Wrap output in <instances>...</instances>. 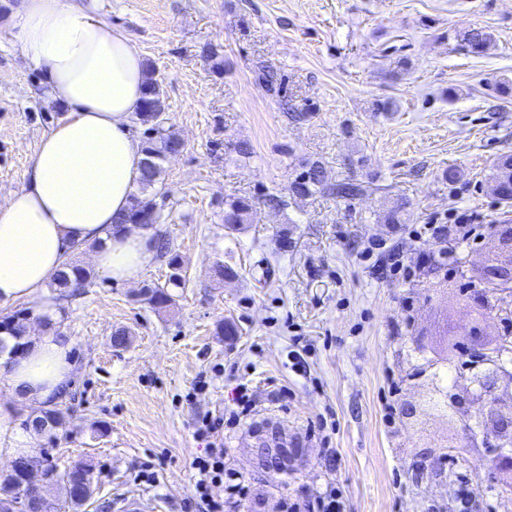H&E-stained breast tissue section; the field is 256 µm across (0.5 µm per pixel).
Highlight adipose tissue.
<instances>
[{"instance_id": "adipose-tissue-1", "label": "adipose tissue", "mask_w": 512, "mask_h": 512, "mask_svg": "<svg viewBox=\"0 0 512 512\" xmlns=\"http://www.w3.org/2000/svg\"><path fill=\"white\" fill-rule=\"evenodd\" d=\"M16 40L49 98L67 108L46 134L22 187L0 206V304L47 306L46 284L78 248L114 281L133 282L154 260L145 231H114L141 178L144 155L130 119L146 81L142 54L121 29L78 0H21ZM52 334L4 353L6 393L31 405L63 390L73 365Z\"/></svg>"}]
</instances>
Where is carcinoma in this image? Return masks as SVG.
<instances>
[{
	"mask_svg": "<svg viewBox=\"0 0 512 512\" xmlns=\"http://www.w3.org/2000/svg\"><path fill=\"white\" fill-rule=\"evenodd\" d=\"M457 37L474 53L484 52L491 44V36L484 29L467 27L457 33ZM163 100L161 85L154 78L152 71H147V81L144 97L136 117L141 123L148 125L150 135L146 137L143 145L144 159L140 185L147 188L156 183L162 173L161 161L177 152V148L183 146L182 140L174 132L166 129L163 120L158 118V111L154 108V102ZM324 190V172L322 168L313 163L307 169L300 172L291 184V192L297 197L312 196ZM251 210L249 201L237 200L229 203L224 209V229L232 235L242 230L247 223ZM162 214L153 205L145 202L139 195H132L127 211L116 219L115 227L122 229L127 224H146L148 228L161 223ZM157 252L171 270L167 278L166 286L183 288L186 279L183 275V267L180 256L170 245L168 239L160 233H154ZM92 284L91 273L80 265L67 264L53 278L51 286L62 291L61 298L75 297L83 293L84 289ZM144 297L148 304L154 308H165L173 304L172 294L165 286H155L144 291ZM29 318L23 312H18L4 319L0 324V331H5L14 340L13 349H18L25 344L28 338ZM64 419V412L60 409L43 412L40 417L24 421L26 428L39 426V432H44L49 427H56ZM56 477L65 483L68 493V507L71 512H81L93 493L94 471L93 466L85 460L71 462L64 469H59L58 464L47 462ZM27 499V492L19 482L16 472L11 471L0 475V512H23L18 508Z\"/></svg>",
	"mask_w": 512,
	"mask_h": 512,
	"instance_id": "cac0c4a2",
	"label": "carcinoma"
}]
</instances>
